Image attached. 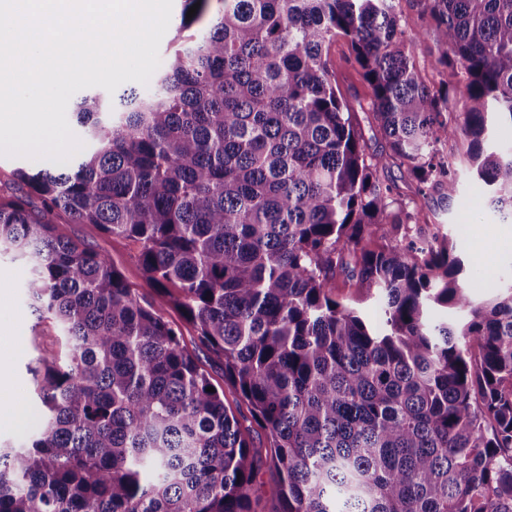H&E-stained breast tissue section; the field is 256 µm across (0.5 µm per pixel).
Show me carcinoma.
Instances as JSON below:
<instances>
[{"label": "carcinoma", "instance_id": "obj_1", "mask_svg": "<svg viewBox=\"0 0 512 512\" xmlns=\"http://www.w3.org/2000/svg\"><path fill=\"white\" fill-rule=\"evenodd\" d=\"M184 2L152 89L84 95L73 160L0 187V254L66 346L35 371L26 443L0 446V512H264L249 435L168 307L267 431L272 512H512V287L476 302L446 239L400 237L430 192H459L460 136L512 220V0H418L454 77L438 89L400 0ZM338 38L361 118L327 66ZM392 165L411 211L389 210ZM58 224L134 243L156 301ZM338 272L380 324L331 293ZM328 63L336 76V83L343 97L360 112L357 102H366L369 89L363 80L359 67L353 62L348 43L338 38L328 48ZM381 178L389 184L396 187L394 190L393 198L395 203L393 207H404L412 198H414V191L416 183L405 168H398L392 166L381 174Z\"/></svg>", "mask_w": 512, "mask_h": 512}]
</instances>
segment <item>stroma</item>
Segmentation results:
<instances>
[{
	"label": "stroma",
	"mask_w": 512,
	"mask_h": 512,
	"mask_svg": "<svg viewBox=\"0 0 512 512\" xmlns=\"http://www.w3.org/2000/svg\"><path fill=\"white\" fill-rule=\"evenodd\" d=\"M402 18L409 30L420 32L423 42L417 51V66L426 82L434 87L446 85L451 79L448 69L437 65L440 51L422 21L421 5L417 0H401ZM328 63L336 83L349 104L366 101L369 89L359 67L354 63L345 39H336L328 48ZM458 196L442 201L438 193L427 200L428 223L410 226L407 237L419 240L439 233L447 236L458 251L465 254L468 271L463 285L475 300L488 298V282L512 283V222L501 219L485 204L480 188L470 176H462ZM63 235L87 244L106 254L135 288L141 301H154L156 293L146 282L136 261V250L127 240L103 234L90 224H63ZM25 272L19 263L8 257L0 258V333L7 332L17 339L11 358L5 365L9 376L0 386V412L10 413L11 419L0 424V444H19L23 439L26 412L32 406L33 380L30 373L41 355L60 352L58 332L53 323L37 319L28 307L23 283ZM165 316L182 332L185 347L197 357L212 383L224 390V403L242 426L248 427L250 441L259 453H266L269 442L266 432L254 423L249 409L232 388L224 382V367L219 359L198 347L197 333L176 309H167Z\"/></svg>",
	"instance_id": "stroma-1"
}]
</instances>
